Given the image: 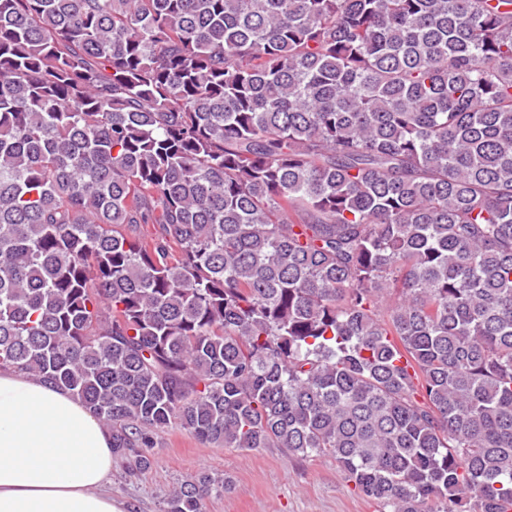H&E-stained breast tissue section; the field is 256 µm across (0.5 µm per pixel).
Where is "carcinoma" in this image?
Masks as SVG:
<instances>
[{
  "label": "carcinoma",
  "mask_w": 512,
  "mask_h": 512,
  "mask_svg": "<svg viewBox=\"0 0 512 512\" xmlns=\"http://www.w3.org/2000/svg\"><path fill=\"white\" fill-rule=\"evenodd\" d=\"M0 369L512 512V0H0Z\"/></svg>",
  "instance_id": "1"
}]
</instances>
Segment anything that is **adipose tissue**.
I'll list each match as a JSON object with an SVG mask.
<instances>
[{
	"label": "adipose tissue",
	"instance_id": "1",
	"mask_svg": "<svg viewBox=\"0 0 512 512\" xmlns=\"http://www.w3.org/2000/svg\"><path fill=\"white\" fill-rule=\"evenodd\" d=\"M112 438L76 398L0 372V512H122L101 486Z\"/></svg>",
	"mask_w": 512,
	"mask_h": 512
}]
</instances>
